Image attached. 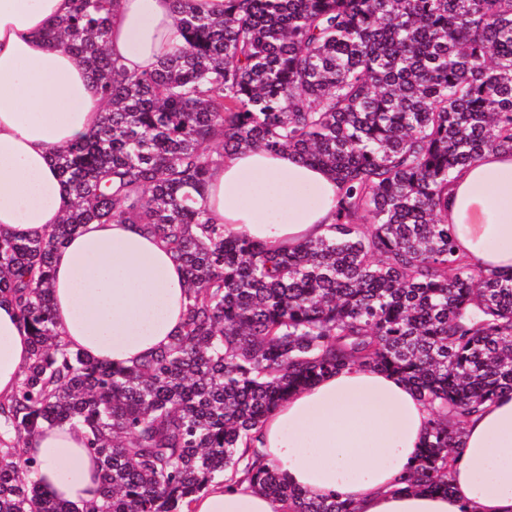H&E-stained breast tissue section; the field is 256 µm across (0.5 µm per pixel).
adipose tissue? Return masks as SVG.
Returning <instances> with one entry per match:
<instances>
[{"label": "adipose tissue", "mask_w": 512, "mask_h": 512, "mask_svg": "<svg viewBox=\"0 0 512 512\" xmlns=\"http://www.w3.org/2000/svg\"><path fill=\"white\" fill-rule=\"evenodd\" d=\"M73 0H0V232L41 237L71 198L57 148L93 131L101 87L55 47L47 30ZM109 51L129 72L152 70L183 44L173 0H119ZM340 187L325 169L286 151L231 152L210 168L205 204L225 234L268 251L323 235ZM448 225L460 251L486 275L512 274V154L485 152L459 173ZM53 315L69 348L130 367L168 347L188 295L170 245L137 224H85L52 258ZM30 336L15 304H0V400L29 362ZM430 419L415 391L373 366L355 364L288 396L254 430L269 465L307 497H336L356 512H512V393L500 394L462 428L442 493L406 488ZM41 467L35 480L64 504L99 499L97 463L70 426L23 442ZM192 512H283L248 486L211 487Z\"/></svg>", "instance_id": "ef3b65f1"}]
</instances>
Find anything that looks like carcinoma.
Masks as SVG:
<instances>
[{
	"mask_svg": "<svg viewBox=\"0 0 512 512\" xmlns=\"http://www.w3.org/2000/svg\"><path fill=\"white\" fill-rule=\"evenodd\" d=\"M118 0H75L47 32L101 86L105 111L55 165L73 195L43 237L0 235V301L32 357L0 403V512H191L246 482L285 512L312 500L249 451L290 393L355 362L431 411L411 489L446 492L460 425L512 391V275L482 274L447 224L456 173L512 153V0H175L184 48L130 75L107 50ZM287 150L340 185L335 222L292 248L224 236L203 203L214 154ZM168 240L189 303L172 344L115 369L72 351L52 313V257L83 224ZM44 424L80 426L100 499L64 505L19 452Z\"/></svg>",
	"mask_w": 512,
	"mask_h": 512,
	"instance_id": "carcinoma-1",
	"label": "carcinoma"
}]
</instances>
